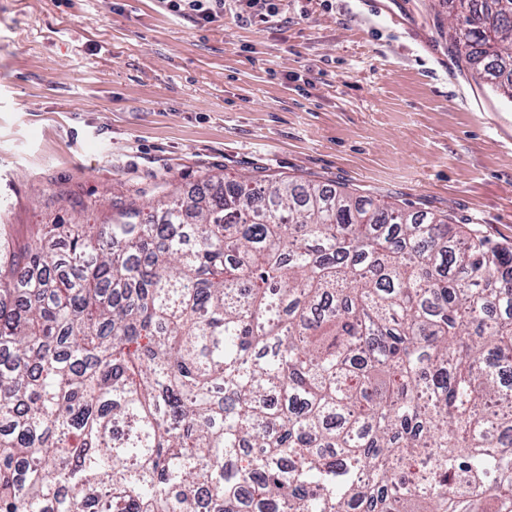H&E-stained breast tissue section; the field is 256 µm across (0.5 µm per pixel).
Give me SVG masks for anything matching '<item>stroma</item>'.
Wrapping results in <instances>:
<instances>
[{
  "mask_svg": "<svg viewBox=\"0 0 512 512\" xmlns=\"http://www.w3.org/2000/svg\"><path fill=\"white\" fill-rule=\"evenodd\" d=\"M244 0L199 25L161 0H0V224L98 219L157 183L263 172L474 224L512 247V103L448 52V0Z\"/></svg>",
  "mask_w": 512,
  "mask_h": 512,
  "instance_id": "obj_1",
  "label": "stroma"
}]
</instances>
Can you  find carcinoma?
<instances>
[{"mask_svg":"<svg viewBox=\"0 0 512 512\" xmlns=\"http://www.w3.org/2000/svg\"><path fill=\"white\" fill-rule=\"evenodd\" d=\"M512 100V0H448ZM512 512V248L310 181L0 224V512Z\"/></svg>","mask_w":512,"mask_h":512,"instance_id":"cac0c4a2","label":"carcinoma"}]
</instances>
